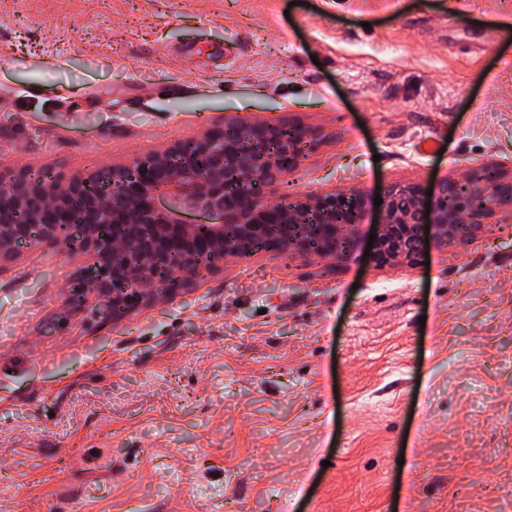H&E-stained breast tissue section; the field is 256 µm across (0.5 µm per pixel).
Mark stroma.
<instances>
[{
	"label": "stroma",
	"mask_w": 512,
	"mask_h": 512,
	"mask_svg": "<svg viewBox=\"0 0 512 512\" xmlns=\"http://www.w3.org/2000/svg\"><path fill=\"white\" fill-rule=\"evenodd\" d=\"M253 120L319 135L279 194H365L354 256L228 257L110 319L89 259L20 245L0 512H512V212L366 254L390 186L512 166V0H0V168Z\"/></svg>",
	"instance_id": "35a3bbf8"
}]
</instances>
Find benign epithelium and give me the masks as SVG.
<instances>
[{"instance_id":"1","label":"benign epithelium","mask_w":512,"mask_h":512,"mask_svg":"<svg viewBox=\"0 0 512 512\" xmlns=\"http://www.w3.org/2000/svg\"><path fill=\"white\" fill-rule=\"evenodd\" d=\"M315 142L299 124L232 122L163 152L67 178L1 168L0 263L33 241L88 255L93 275L78 282L77 293L95 295L115 318L148 298L145 285L176 288L229 256L265 250L346 260L364 218L361 192L269 202ZM505 207L512 208V168L497 162L444 176L430 196L419 184L393 185L374 259L410 263L425 240L471 238ZM187 211L210 220L187 224Z\"/></svg>"}]
</instances>
